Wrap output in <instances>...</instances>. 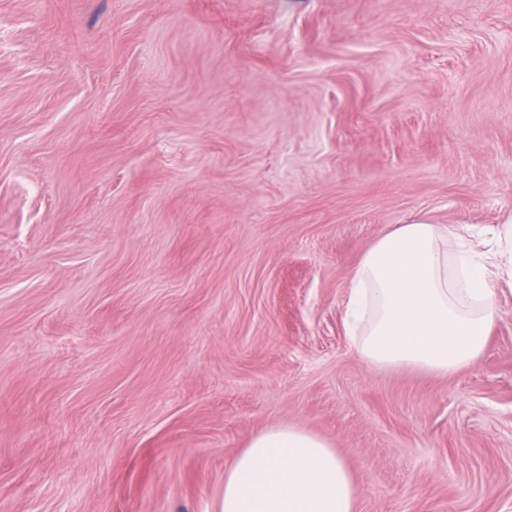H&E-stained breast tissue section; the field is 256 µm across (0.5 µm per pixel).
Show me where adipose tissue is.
Listing matches in <instances>:
<instances>
[{"label": "adipose tissue", "instance_id": "adipose-tissue-1", "mask_svg": "<svg viewBox=\"0 0 512 512\" xmlns=\"http://www.w3.org/2000/svg\"><path fill=\"white\" fill-rule=\"evenodd\" d=\"M456 254H449V242ZM492 241L418 220L380 237L350 275L344 322L372 368L455 373L497 319ZM358 484L326 440L293 426L254 435L224 471L222 512H356Z\"/></svg>", "mask_w": 512, "mask_h": 512}]
</instances>
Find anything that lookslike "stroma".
<instances>
[{
	"label": "stroma",
	"mask_w": 512,
	"mask_h": 512,
	"mask_svg": "<svg viewBox=\"0 0 512 512\" xmlns=\"http://www.w3.org/2000/svg\"><path fill=\"white\" fill-rule=\"evenodd\" d=\"M416 220L512 223V0H0V512H221L276 425L512 512V286L447 376L345 333Z\"/></svg>",
	"instance_id": "stroma-1"
}]
</instances>
